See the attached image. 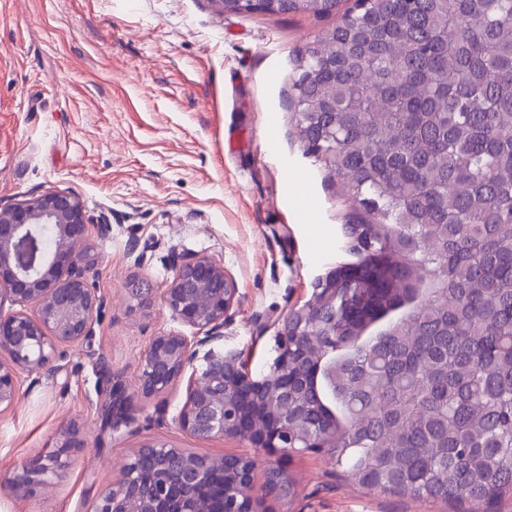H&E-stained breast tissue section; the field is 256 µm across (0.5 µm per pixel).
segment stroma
Wrapping results in <instances>:
<instances>
[{"instance_id":"stroma-1","label":"stroma","mask_w":512,"mask_h":512,"mask_svg":"<svg viewBox=\"0 0 512 512\" xmlns=\"http://www.w3.org/2000/svg\"><path fill=\"white\" fill-rule=\"evenodd\" d=\"M336 22L222 15L210 0H0V206L77 195L88 278L105 303L60 372L19 375L17 402L0 414V512H89L125 457L155 442L285 468L298 495L265 498L266 512H444L366 492L326 453L273 458L237 438L190 436L175 422L183 380L138 398L118 433L100 429V366L136 388L151 338L179 327L163 302L174 256L223 263L237 288L224 343L255 375L314 280L356 262L341 236L355 203L304 155L291 122L293 60ZM74 422L84 446L59 478L13 498L16 465L55 451Z\"/></svg>"}]
</instances>
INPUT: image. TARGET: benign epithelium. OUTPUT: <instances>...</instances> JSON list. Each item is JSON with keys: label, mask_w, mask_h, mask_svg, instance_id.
Masks as SVG:
<instances>
[{"label": "benign epithelium", "mask_w": 512, "mask_h": 512, "mask_svg": "<svg viewBox=\"0 0 512 512\" xmlns=\"http://www.w3.org/2000/svg\"><path fill=\"white\" fill-rule=\"evenodd\" d=\"M46 227L54 236L48 252L40 248ZM87 232L84 205L68 192L49 191L0 207V414L18 399L20 373L53 371L67 347L93 335L103 302L86 276L81 245ZM235 295L224 264L206 255L178 256L164 303L191 334L170 330L152 337L137 365L136 393L122 385L100 391L102 427L114 432L128 424L135 396L162 395L189 369L187 400L177 416L182 431L199 439L240 438L271 455L288 454V391L281 378L288 365V333L278 336V353L267 372L254 375L241 367L240 353L221 344L224 315ZM227 367L254 401L247 418L226 413ZM78 434L71 427L57 453L18 466L14 496L24 498L48 484L65 466L62 457L79 449ZM227 461L162 442L143 445L98 493L90 512H202V500L169 490L168 476L179 489L198 490ZM230 512H260V500L247 492L235 497Z\"/></svg>", "instance_id": "benign-epithelium-1"}]
</instances>
